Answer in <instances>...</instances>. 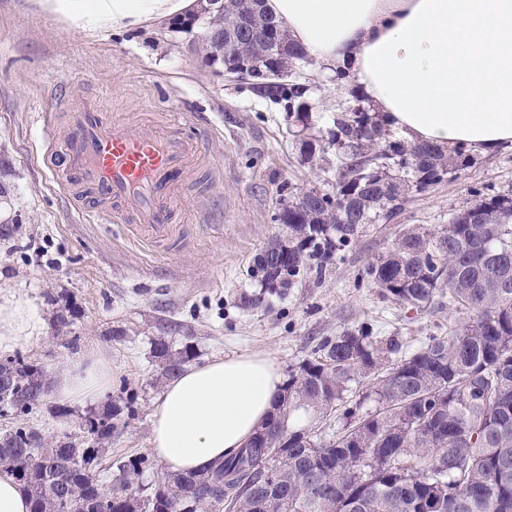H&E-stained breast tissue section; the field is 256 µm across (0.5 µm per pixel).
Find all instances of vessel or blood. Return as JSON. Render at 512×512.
Returning <instances> with one entry per match:
<instances>
[{
	"label": "vessel or blood",
	"instance_id": "vessel-or-blood-1",
	"mask_svg": "<svg viewBox=\"0 0 512 512\" xmlns=\"http://www.w3.org/2000/svg\"><path fill=\"white\" fill-rule=\"evenodd\" d=\"M200 152L179 113L113 122L88 102L70 113L66 136L44 155L59 190L85 202L97 222L163 239L183 221L179 187Z\"/></svg>",
	"mask_w": 512,
	"mask_h": 512
}]
</instances>
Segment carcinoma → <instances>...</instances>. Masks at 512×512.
Masks as SVG:
<instances>
[{"label":"carcinoma","instance_id":"cac0c4a2","mask_svg":"<svg viewBox=\"0 0 512 512\" xmlns=\"http://www.w3.org/2000/svg\"><path fill=\"white\" fill-rule=\"evenodd\" d=\"M288 65L306 62L288 39L275 48ZM288 99L309 163L335 158L332 190L302 188L283 208L288 251L277 240L256 259L263 286L290 288L310 270L322 274L366 224L388 216L402 194L421 193L465 170L474 158L394 137L360 99L336 112L324 135L310 132L312 104L288 82L265 88ZM473 202L436 228H402L392 248L362 277L399 305L422 309L434 298L467 312L448 336H431L410 355L394 338L382 341L362 325L324 339L316 357L283 384L275 414L247 447L200 474L163 473L131 490L149 466L144 456L116 463L104 487L98 466L112 442L119 408L107 404L84 420L89 440H37L16 426L0 434V466L30 498L29 512H197L213 495L219 512H512V194L470 189ZM155 382L177 377L193 353L154 343ZM41 364L20 354L0 358L12 385L0 413H33L48 391L33 390ZM375 375L355 401L349 384ZM373 397L378 407L364 411ZM336 419V436L314 439L313 425ZM288 445L279 446L282 440ZM275 479L267 478L268 464Z\"/></svg>","mask_w":512,"mask_h":512}]
</instances>
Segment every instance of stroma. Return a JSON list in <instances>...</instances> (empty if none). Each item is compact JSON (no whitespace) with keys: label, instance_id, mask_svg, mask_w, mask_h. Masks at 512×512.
I'll list each match as a JSON object with an SVG mask.
<instances>
[{"label":"stroma","instance_id":"1","mask_svg":"<svg viewBox=\"0 0 512 512\" xmlns=\"http://www.w3.org/2000/svg\"><path fill=\"white\" fill-rule=\"evenodd\" d=\"M312 103L311 122L326 130L353 90L326 89L317 62L297 79ZM88 95L107 115L134 117L146 108L185 113L210 130L183 186L185 220L164 245L94 223L54 186L43 162L48 137L62 138L66 114ZM286 100L251 81L223 74L222 64L198 53L193 36L172 22L138 34L72 33L34 12L28 0H0V290L21 288L48 318L44 338L20 347L29 359L56 370L82 354L112 366L104 398L68 406L46 397L25 425L49 436L80 437L89 409L121 408L100 480L111 484L112 463L151 454L153 347L192 348L194 364L262 353L282 375L313 357L324 337L370 324L379 339L396 338L403 351L458 328L462 316L444 304L414 310L360 281L407 225L434 228L470 205L471 187L512 190V149L477 157L459 174L412 193L392 219L365 225L356 241L291 288L261 287L257 256L288 229L278 215L288 187L331 189L333 175L307 164L290 132ZM69 323L52 325L55 313Z\"/></svg>","mask_w":512,"mask_h":512}]
</instances>
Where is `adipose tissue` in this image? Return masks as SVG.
Returning a JSON list of instances; mask_svg holds the SVG:
<instances>
[{"mask_svg":"<svg viewBox=\"0 0 512 512\" xmlns=\"http://www.w3.org/2000/svg\"><path fill=\"white\" fill-rule=\"evenodd\" d=\"M83 36L128 34L190 13L196 0H33ZM291 39L330 77H345L399 138L490 156L512 146V0H265ZM45 319L0 291V353L39 342ZM107 360L88 354L56 371L52 394L82 404L110 388ZM282 378L263 354L186 366L151 412V450L198 473L238 452L274 414Z\"/></svg>","mask_w":512,"mask_h":512,"instance_id":"ef3b65f1","label":"adipose tissue"}]
</instances>
